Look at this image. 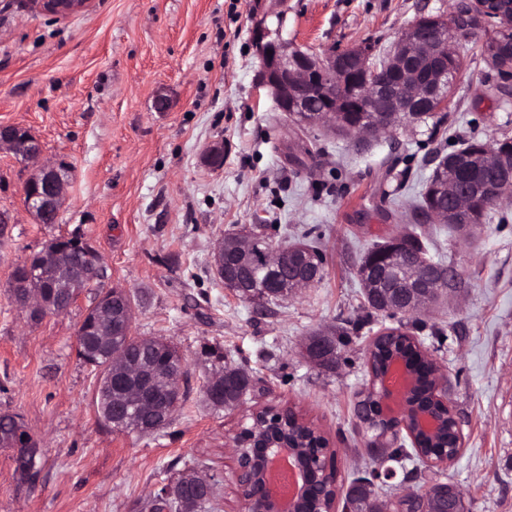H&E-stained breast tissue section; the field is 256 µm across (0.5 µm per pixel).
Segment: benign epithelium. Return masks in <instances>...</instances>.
<instances>
[{"mask_svg":"<svg viewBox=\"0 0 512 512\" xmlns=\"http://www.w3.org/2000/svg\"><path fill=\"white\" fill-rule=\"evenodd\" d=\"M34 4L43 15L65 19L89 9L91 0H26ZM282 19L284 11L250 13L251 41L260 59L259 87L273 99L276 111L292 119L299 126L321 127L336 132L342 121L336 110V90L359 75L356 111L364 113L355 136L364 140L381 132H388L402 124L417 123L432 104L445 107L451 104L455 87V67L461 63L458 44L480 33L483 22L498 20L497 31L483 45L484 53L501 69L505 79L512 78V0H474L462 10L451 13H421L396 36L393 47L383 63H376L373 51L361 44L341 51L315 54L300 45L284 40L280 27L269 22L270 16ZM7 151L32 163L35 172L23 186V205L41 224L55 220L66 196L69 179L61 163L43 160L41 142L22 125H0V152ZM481 164L493 172L512 168V154L497 148L484 147L479 154ZM439 190L455 195L460 210L473 209V201L463 193H456V170L441 162L437 167ZM512 189L511 178H496L487 188L491 202L498 201L504 192ZM260 232L252 228L242 233L221 238L216 245L213 264L224 287L244 301H261L266 296L287 298L291 294L313 285L321 276L322 268L298 277L283 287L276 273L288 264V257L303 251L296 246L289 249L270 248L261 261H256ZM79 246L86 253L85 262L76 264L73 244L55 245L41 254L37 267L27 260L19 267L29 274L42 270L51 272V286L39 292L26 290L13 294L15 304L29 315L60 314L66 312L78 298L71 294L76 281L88 288L98 279L101 255L98 249L84 238ZM402 237L390 239L384 256L369 263H361L358 275L367 287L369 298L382 311L403 310L423 312L447 297L448 284L456 270L431 265L422 258L410 259L406 265L391 264V256L400 250ZM125 319L122 335L143 348L154 345L148 337L132 335L135 307L128 292L113 288L102 291L95 304L85 314L87 322L99 328L113 312ZM92 345L108 353L106 363L99 367L101 385L112 388V377L117 374L132 375L120 354L112 345V337L103 336ZM307 357L323 363L331 357V349L317 338L305 345ZM235 375L234 369L214 362L206 398L218 402L214 390L224 380ZM435 396L449 412L450 385L447 374L436 366ZM415 378L403 362L392 359L384 380L369 384L362 398H371L380 408V417L396 423L394 431L381 433L369 421H359V426L380 434V447L392 448L390 439L404 431L410 440L422 432L435 435L440 421L430 412L422 411L410 402ZM277 414L267 408H255L244 418L239 429L228 441L233 466L228 476L237 512H337L338 497L326 502L325 495L314 498L310 494L307 477L325 479L330 471L331 459L325 452H306V447L288 443L280 438V428L273 419ZM31 438L21 424L12 433L0 435V447L19 448ZM297 467L300 482L288 507H283L278 492L269 482L271 470L283 456ZM39 472L38 458L20 462L18 476L27 482L36 480ZM217 476L203 474L197 469L184 472L180 479L164 484L157 494L174 499L180 512H197L202 496L209 494Z\"/></svg>","mask_w":512,"mask_h":512,"instance_id":"obj_1","label":"benign epithelium"}]
</instances>
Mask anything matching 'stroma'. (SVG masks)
<instances>
[{
	"mask_svg": "<svg viewBox=\"0 0 512 512\" xmlns=\"http://www.w3.org/2000/svg\"><path fill=\"white\" fill-rule=\"evenodd\" d=\"M460 0H288L284 39L317 51L362 43L390 49L422 11ZM253 0H93L55 20L27 0H0V124L19 123L47 159L69 167L56 223L22 205L31 166L0 153V413L19 415L38 442L37 483L21 485L0 447V512H149L155 491L186 463L223 475L226 442L245 409L293 405L338 450L349 487L369 440L354 407L369 382L368 344L403 315L369 314L361 255L401 234L438 162L471 140L512 139V97L486 56L465 54L448 118L399 126L364 149L276 112L257 85ZM168 100L156 107L157 95ZM224 147V167L203 159ZM261 224L273 242L314 241L319 282L266 306L226 290L217 241ZM433 253L456 269L443 308L416 337L442 365L465 446L448 467L472 512H512V195L494 205L471 242L436 223ZM80 235L102 255L94 287L61 314L31 320L9 276L52 238ZM136 302L133 333L173 343L185 360L183 402L154 434L113 432L99 421V372L77 355V328L101 289ZM362 321L335 369L302 354L312 332ZM220 347L256 383L240 409L208 406L204 387Z\"/></svg>",
	"mask_w": 512,
	"mask_h": 512,
	"instance_id": "35a3bbf8",
	"label": "stroma"
}]
</instances>
